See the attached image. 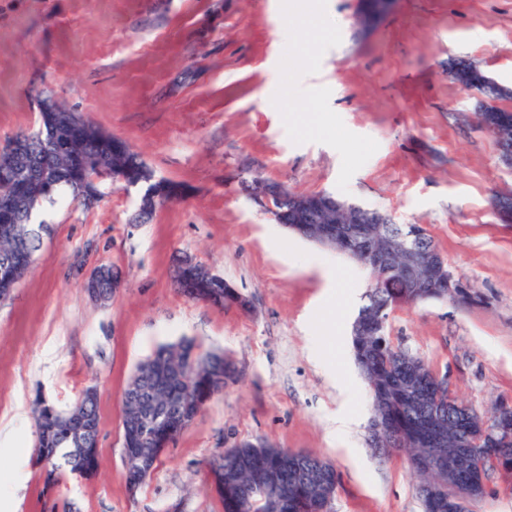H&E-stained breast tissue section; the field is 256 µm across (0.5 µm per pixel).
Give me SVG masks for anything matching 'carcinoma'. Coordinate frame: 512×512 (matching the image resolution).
<instances>
[{
	"label": "carcinoma",
	"mask_w": 512,
	"mask_h": 512,
	"mask_svg": "<svg viewBox=\"0 0 512 512\" xmlns=\"http://www.w3.org/2000/svg\"><path fill=\"white\" fill-rule=\"evenodd\" d=\"M71 157H58L52 134L45 123L37 130L19 133L0 148V166L15 169L12 183L0 185V268L8 264L14 271L12 282L19 283L29 270L27 258L40 246L39 226L32 214L40 202L54 201L67 188L72 198L82 200L83 183L96 174L99 166L122 169L135 183H146L145 195L153 194L158 183L153 172L124 140L91 124L74 129ZM31 162L44 163L53 170V178L37 188L25 170ZM364 234L397 256L408 232L406 224H362ZM441 288H417L398 272L383 274L377 286L367 291L365 302L351 329L354 362L372 396L371 423L384 422L390 430L391 447L401 450L417 479L416 494L424 512H448V498L442 490L448 485H466L474 475L486 476L512 466V445L494 452L474 450L457 460V450L469 428L490 420L493 415L468 407L458 413L448 406L445 381L420 357L396 345L387 334L393 308L435 298ZM190 299L218 307L235 304L240 296L218 284L201 281ZM155 366L145 384L174 404L186 401L188 392L201 395L200 404L188 410L194 421L207 400L221 388L211 383L218 370L233 371V362L220 359L192 339L182 338L160 345L146 359ZM173 424L171 413L157 415L151 425L138 420L136 398L125 399L122 415L123 447L127 455V484L136 490L143 483L142 472L156 469L161 452L155 448L154 436ZM68 424L61 421L54 434L38 437L37 457L46 470V482L57 484L64 473L92 477L99 470L98 437L92 436L76 454ZM303 464L283 471L280 448L255 441H242L224 454V464L209 463V477L224 512H318L332 510L326 506L335 497L339 475L334 466L311 452L302 453Z\"/></svg>",
	"instance_id": "1"
}]
</instances>
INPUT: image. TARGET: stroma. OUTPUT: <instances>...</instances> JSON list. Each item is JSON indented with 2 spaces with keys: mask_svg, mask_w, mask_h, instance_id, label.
Here are the masks:
<instances>
[{
  "mask_svg": "<svg viewBox=\"0 0 512 512\" xmlns=\"http://www.w3.org/2000/svg\"><path fill=\"white\" fill-rule=\"evenodd\" d=\"M296 0H0V145L35 129L52 96L138 152L179 198L131 223L141 188L95 205L41 206L27 276L0 301V512H223L208 463L257 437L332 462L334 512H423L404 456L367 445L371 396L350 330L368 270L277 224L240 191L245 175L299 193L331 191L427 229L475 300L392 312L394 343L489 413L512 402V189L480 97L454 79L476 62L512 87V0H396L362 31L356 0H323L335 37L284 43ZM189 256L251 302L187 299L173 260ZM123 286L105 305L82 283L98 265ZM193 338L226 353L238 379L214 394L137 491L126 485L122 395L135 365ZM98 391L100 473L47 486L35 410ZM358 416L349 433L336 420Z\"/></svg>",
  "mask_w": 512,
  "mask_h": 512,
  "instance_id": "35a3bbf8",
  "label": "stroma"
}]
</instances>
